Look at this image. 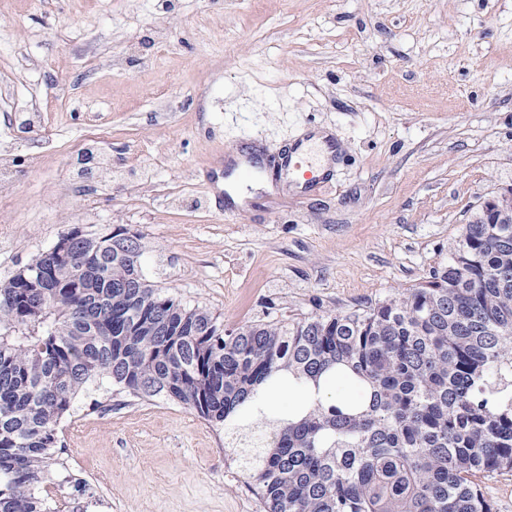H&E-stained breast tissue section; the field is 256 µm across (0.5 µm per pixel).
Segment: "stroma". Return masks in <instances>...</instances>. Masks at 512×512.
<instances>
[{
	"label": "stroma",
	"mask_w": 512,
	"mask_h": 512,
	"mask_svg": "<svg viewBox=\"0 0 512 512\" xmlns=\"http://www.w3.org/2000/svg\"><path fill=\"white\" fill-rule=\"evenodd\" d=\"M0 0V283L78 228L141 236L148 281L233 328L369 305L423 281L512 188V0ZM124 57L113 65L111 53ZM38 97L35 129L15 126ZM314 130L333 182L258 189L224 160ZM112 170L84 185L86 146ZM224 427L91 389L58 426L69 512H261Z\"/></svg>",
	"instance_id": "stroma-1"
}]
</instances>
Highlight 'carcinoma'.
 Returning <instances> with one entry per match:
<instances>
[{
  "instance_id": "carcinoma-1",
  "label": "carcinoma",
  "mask_w": 512,
  "mask_h": 512,
  "mask_svg": "<svg viewBox=\"0 0 512 512\" xmlns=\"http://www.w3.org/2000/svg\"><path fill=\"white\" fill-rule=\"evenodd\" d=\"M128 231L42 252L0 285V512L59 464L57 428L106 379L224 424L264 512H492L480 482L512 470V223L463 225L448 263L363 308L216 318L145 277ZM287 371L362 395L272 427L231 415Z\"/></svg>"
}]
</instances>
